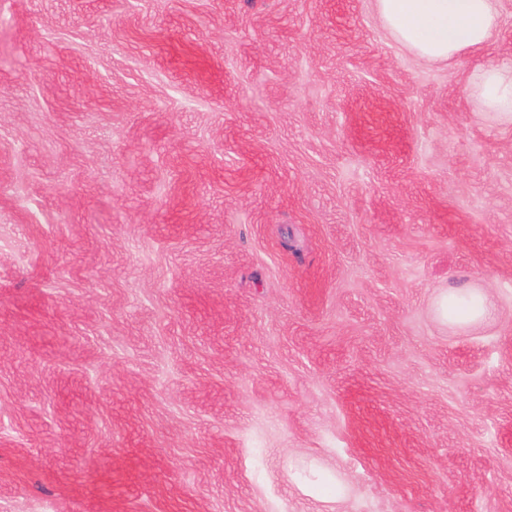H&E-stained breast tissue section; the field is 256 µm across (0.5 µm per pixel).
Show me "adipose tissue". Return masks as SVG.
<instances>
[{
	"label": "adipose tissue",
	"mask_w": 512,
	"mask_h": 512,
	"mask_svg": "<svg viewBox=\"0 0 512 512\" xmlns=\"http://www.w3.org/2000/svg\"><path fill=\"white\" fill-rule=\"evenodd\" d=\"M375 8L398 43L430 61L482 49L492 40L500 18V0H375ZM476 91L488 110L512 123L511 65L483 69ZM434 309L441 321L460 329L496 313L487 290L475 286L442 292Z\"/></svg>",
	"instance_id": "obj_1"
}]
</instances>
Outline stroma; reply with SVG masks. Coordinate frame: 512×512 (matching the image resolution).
<instances>
[{
  "label": "stroma",
  "mask_w": 512,
  "mask_h": 512,
  "mask_svg": "<svg viewBox=\"0 0 512 512\" xmlns=\"http://www.w3.org/2000/svg\"><path fill=\"white\" fill-rule=\"evenodd\" d=\"M375 0H0V512H512V124ZM485 286L463 331L434 296ZM329 478L330 476L325 475L323 470L317 466L311 468L309 475L295 476V480L303 493L311 497L321 498L327 502H337L344 496V486L336 478H333L332 481L336 485V494L328 496L326 485Z\"/></svg>",
  "instance_id": "1"
}]
</instances>
